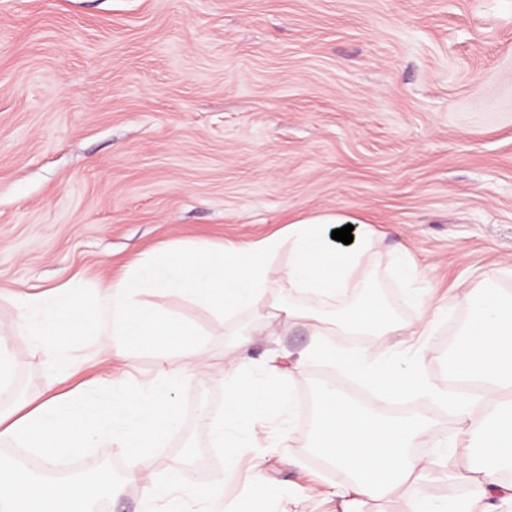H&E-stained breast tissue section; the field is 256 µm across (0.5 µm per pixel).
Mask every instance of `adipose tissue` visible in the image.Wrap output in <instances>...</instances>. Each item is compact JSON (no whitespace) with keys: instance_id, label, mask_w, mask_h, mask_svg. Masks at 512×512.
Instances as JSON below:
<instances>
[{"instance_id":"adipose-tissue-1","label":"adipose tissue","mask_w":512,"mask_h":512,"mask_svg":"<svg viewBox=\"0 0 512 512\" xmlns=\"http://www.w3.org/2000/svg\"><path fill=\"white\" fill-rule=\"evenodd\" d=\"M348 224L353 227L351 243L332 239V230ZM374 233L370 222H352L330 211L299 215L276 237L230 241L217 250L198 247L179 251L173 258L141 262L133 276L113 278L97 290L99 309L93 315L82 312L84 295L73 296L62 288L36 295L16 293L20 315L15 328L28 337L33 351L56 349L83 336H105L106 356L112 361L124 357L129 338L135 336L155 344V375L142 387L129 386L126 373L114 375L107 397L89 398L84 387L62 396L45 393L31 410L18 407L0 413V443H16L52 466L98 442L115 443L125 450L128 478L143 482L147 497L169 494L168 512H191L183 493L192 488L193 479L174 470L164 484H157L149 460L160 440L182 427L171 390L201 368V349L194 344L193 326L164 308L145 306L140 297L178 295L228 319L255 308L274 285L310 297L311 302L280 304L277 313L266 318L268 335L305 323L316 336L309 357L362 374L384 396L416 393L448 404L457 418L462 447L475 453L463 466L452 451L435 461L416 456L415 447L433 436L428 419L392 418L322 384L311 434L317 452L349 475L337 492L341 512H367L370 502L400 486L408 493L404 512H495V503H512V404L502 401L503 393L512 389V291H455L468 314L458 332L452 371L460 381L483 384L482 408L432 387L423 358L404 365L381 351L341 354L323 342L330 330L319 299L349 293L363 297V304L338 320V329L384 343L413 335L418 325L432 321L431 298L414 289L405 291L406 300L419 307L413 323L388 317L382 305L368 299L375 282L359 275L358 269ZM283 248L290 256L287 266L273 267V254ZM172 341L185 346L187 362H174L168 347ZM247 346V341H240L235 354L225 359L224 402L232 413L209 422L216 448L248 447L245 421L257 422L294 406L292 373L276 359H269L264 367L268 384L249 381L252 364ZM430 480L448 484L449 494L429 496L424 484ZM118 490L117 481L105 469L78 480L36 481L14 459L0 457V512H86L89 504L112 500Z\"/></svg>"}]
</instances>
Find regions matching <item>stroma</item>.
I'll return each mask as SVG.
<instances>
[{
    "label": "stroma",
    "instance_id": "stroma-1",
    "mask_svg": "<svg viewBox=\"0 0 512 512\" xmlns=\"http://www.w3.org/2000/svg\"><path fill=\"white\" fill-rule=\"evenodd\" d=\"M324 210L373 225L360 270L383 295L403 287L389 252L412 251L440 309L414 342L436 387L457 390L454 288L512 290V0H0V326L14 363L0 407L92 379L112 391L101 339L36 353L13 332L16 292H93L154 252L262 239ZM146 302L201 334L208 366L174 386L181 406L223 404L241 331L255 381L271 354L286 366L313 342L304 325L265 336L251 310ZM327 376L376 403L322 361L295 372L296 397L315 400ZM281 422L248 424L253 445L233 457L206 428L169 436L150 469L161 480L204 454L195 500L220 479L230 501L340 512L345 472L315 462L302 428L283 443Z\"/></svg>",
    "mask_w": 512,
    "mask_h": 512
}]
</instances>
